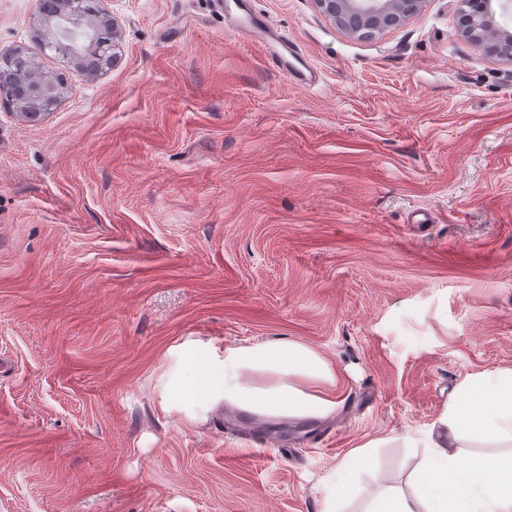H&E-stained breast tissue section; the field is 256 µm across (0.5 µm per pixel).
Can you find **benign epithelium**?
Returning a JSON list of instances; mask_svg holds the SVG:
<instances>
[{
  "instance_id": "benign-epithelium-1",
  "label": "benign epithelium",
  "mask_w": 512,
  "mask_h": 512,
  "mask_svg": "<svg viewBox=\"0 0 512 512\" xmlns=\"http://www.w3.org/2000/svg\"><path fill=\"white\" fill-rule=\"evenodd\" d=\"M318 10L333 20L348 36L364 39L403 26L418 15L426 0H314ZM492 0H458L459 32L462 37L484 46L492 55L512 60V31L494 25ZM70 13L58 25L55 52L90 79L103 70L88 67L100 52L112 53L117 62L123 31L109 12L86 13L81 0H69ZM19 92L0 88V99L10 96L13 115L21 122H37L57 106L65 83L41 70L31 71L19 83Z\"/></svg>"
}]
</instances>
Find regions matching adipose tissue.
Masks as SVG:
<instances>
[{"instance_id":"1","label":"adipose tissue","mask_w":512,"mask_h":512,"mask_svg":"<svg viewBox=\"0 0 512 512\" xmlns=\"http://www.w3.org/2000/svg\"><path fill=\"white\" fill-rule=\"evenodd\" d=\"M169 357L164 397L191 418L220 403L284 418L336 406L323 390L335 379L332 367L297 341L219 346L189 339ZM469 442L512 445V367L464 377L454 400L414 441L426 451L415 492L380 494L374 512H512V455L466 466L460 449Z\"/></svg>"}]
</instances>
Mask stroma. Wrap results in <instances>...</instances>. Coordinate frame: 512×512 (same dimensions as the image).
Instances as JSON below:
<instances>
[{
    "mask_svg": "<svg viewBox=\"0 0 512 512\" xmlns=\"http://www.w3.org/2000/svg\"><path fill=\"white\" fill-rule=\"evenodd\" d=\"M253 6L317 83L222 0H104L123 56L93 81L41 50L36 0H0V53L69 86L38 124L0 108V512H368L458 383L512 367V61L456 0L368 39ZM193 338L307 344L336 407L164 411ZM236 9L240 14H234L229 7L228 15L238 26L240 31L250 37H259L267 46L272 61L280 70H284L297 83L311 85L316 80L313 69L303 60V55L288 40L282 38L267 21L266 17L253 9V0H234ZM276 45H280L284 52H279ZM290 56L296 63L288 60Z\"/></svg>",
    "mask_w": 512,
    "mask_h": 512,
    "instance_id": "stroma-1",
    "label": "stroma"
}]
</instances>
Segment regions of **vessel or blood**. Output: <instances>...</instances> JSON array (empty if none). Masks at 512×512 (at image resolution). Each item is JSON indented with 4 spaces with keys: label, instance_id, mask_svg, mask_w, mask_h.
<instances>
[{
    "label": "vessel or blood",
    "instance_id": "vessel-or-blood-1",
    "mask_svg": "<svg viewBox=\"0 0 512 512\" xmlns=\"http://www.w3.org/2000/svg\"><path fill=\"white\" fill-rule=\"evenodd\" d=\"M235 7V25L244 35L260 38L265 43L276 67L284 70L299 84L309 85L315 82L316 75L304 61L302 54L288 40L282 38L266 17L254 10L252 0H237Z\"/></svg>",
    "mask_w": 512,
    "mask_h": 512
}]
</instances>
